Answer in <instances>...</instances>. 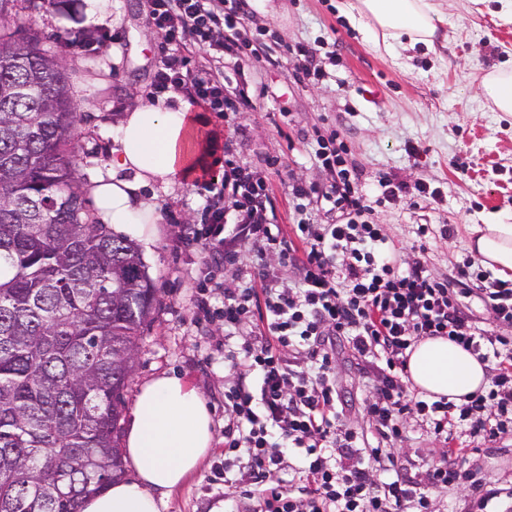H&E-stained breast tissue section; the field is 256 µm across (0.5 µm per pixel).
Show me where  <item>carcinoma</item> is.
Returning <instances> with one entry per match:
<instances>
[{
  "instance_id": "carcinoma-1",
  "label": "carcinoma",
  "mask_w": 512,
  "mask_h": 512,
  "mask_svg": "<svg viewBox=\"0 0 512 512\" xmlns=\"http://www.w3.org/2000/svg\"><path fill=\"white\" fill-rule=\"evenodd\" d=\"M0 0V512H80L124 474L122 393L159 304L138 247L84 216L63 59Z\"/></svg>"
}]
</instances>
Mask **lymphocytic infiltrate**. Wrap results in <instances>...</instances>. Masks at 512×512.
Wrapping results in <instances>:
<instances>
[{"label": "lymphocytic infiltrate", "instance_id": "obj_1", "mask_svg": "<svg viewBox=\"0 0 512 512\" xmlns=\"http://www.w3.org/2000/svg\"><path fill=\"white\" fill-rule=\"evenodd\" d=\"M148 18L168 48L153 76L161 94L181 91L207 112H223L224 85L210 71L188 67L181 52L197 47L223 54V11L212 0H146ZM316 157L337 178L324 199L344 218L340 224L296 225L295 240L269 223L270 200L261 179L229 167L220 182L208 183L205 222L194 229L213 260L235 261L247 248L260 287L244 283L224 291L221 308L197 301L202 313L224 320V359L236 373L224 395L228 487L249 486L248 512H431L430 496L469 481L478 512H496L512 490L469 479L463 464L467 448L442 449L421 475L402 467L395 444L410 416L420 417L428 433L450 442L456 432L493 442L512 431V282L489 279L473 261L457 269L454 280L432 276L425 265L399 266L379 225L366 219L369 197L350 174L338 150L321 146ZM238 213L234 225L227 209ZM299 271L283 285L267 262ZM489 307L491 326L468 313V298ZM263 329L246 333L252 319ZM442 336L480 361L493 363L487 386L456 405L422 399L402 381L408 351L428 337ZM344 340L362 365L372 420L364 435L337 404L336 342ZM304 460L298 489L279 476L287 453Z\"/></svg>", "mask_w": 512, "mask_h": 512}]
</instances>
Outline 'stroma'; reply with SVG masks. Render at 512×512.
<instances>
[{
	"instance_id": "35a3bbf8",
	"label": "stroma",
	"mask_w": 512,
	"mask_h": 512,
	"mask_svg": "<svg viewBox=\"0 0 512 512\" xmlns=\"http://www.w3.org/2000/svg\"><path fill=\"white\" fill-rule=\"evenodd\" d=\"M341 0H238L237 46L223 59L192 54L193 62L224 77V92L247 90L250 101L217 115L194 108L196 174L174 192L155 188L157 237L141 248L160 303L139 338L134 370L123 392L133 407L140 386L166 373L190 383L211 413L214 442L197 470L171 492L164 512H224V389L234 372L224 364V331L193 320V297L207 279V255L179 243L187 225L201 221L218 158L257 170L273 201L275 222L294 237L301 221L333 222L319 198L333 181L315 157L317 138L335 135L348 165L357 168L380 225L401 265L424 262L439 278L472 259L469 225L512 224V114L491 111L478 97L480 77L512 66V14L499 0H444L448 19L439 54L424 47L375 49L369 30L340 13ZM91 0H34L20 9L25 36L46 39L62 55L69 95L84 115L72 164L79 186L106 174L112 128L122 111L151 100L150 84L163 44L146 16L145 0H110L109 18L89 24ZM94 27L100 41L76 46L78 28ZM313 55L318 78L299 79L298 48ZM423 181L425 195L383 197L377 179ZM309 188L295 198L290 183ZM428 226L421 235L420 226ZM336 373L350 417L362 429L371 422L360 402L362 375L347 349L336 350ZM470 469L512 487V433L487 443L469 439Z\"/></svg>"
}]
</instances>
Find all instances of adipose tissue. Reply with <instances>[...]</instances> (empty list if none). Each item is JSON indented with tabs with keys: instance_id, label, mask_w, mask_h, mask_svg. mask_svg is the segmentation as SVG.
<instances>
[{
	"instance_id": "ef3b65f1",
	"label": "adipose tissue",
	"mask_w": 512,
	"mask_h": 512,
	"mask_svg": "<svg viewBox=\"0 0 512 512\" xmlns=\"http://www.w3.org/2000/svg\"><path fill=\"white\" fill-rule=\"evenodd\" d=\"M340 11L351 21L379 33L385 48L423 45L437 52L438 29L446 18L439 0H344ZM195 120L190 106H171L169 96L127 108L112 138L105 176L86 191L98 219L122 235L150 243L156 202L147 190L194 172ZM474 252L501 278L512 277V225H473ZM409 377L432 399L465 403L486 383V365L444 337L427 338L413 349ZM213 444L212 417L202 395L181 377L161 374L139 389L128 419L124 456L134 471L88 497L82 512H160L165 498L199 466Z\"/></svg>"
}]
</instances>
